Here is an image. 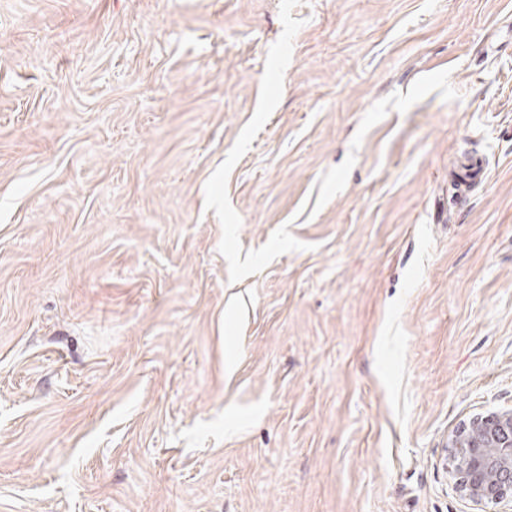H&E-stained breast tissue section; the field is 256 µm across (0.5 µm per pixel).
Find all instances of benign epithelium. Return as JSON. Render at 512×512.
Returning a JSON list of instances; mask_svg holds the SVG:
<instances>
[{
    "mask_svg": "<svg viewBox=\"0 0 512 512\" xmlns=\"http://www.w3.org/2000/svg\"><path fill=\"white\" fill-rule=\"evenodd\" d=\"M458 491L479 512L503 506L512 512V409L476 415L455 431Z\"/></svg>",
    "mask_w": 512,
    "mask_h": 512,
    "instance_id": "1",
    "label": "benign epithelium"
}]
</instances>
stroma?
<instances>
[{
  "mask_svg": "<svg viewBox=\"0 0 512 512\" xmlns=\"http://www.w3.org/2000/svg\"><path fill=\"white\" fill-rule=\"evenodd\" d=\"M510 408L512 0H0V512H476ZM458 491L481 512L512 511V409L476 415L455 431ZM509 506V510H487Z\"/></svg>",
  "mask_w": 512,
  "mask_h": 512,
  "instance_id": "obj_1",
  "label": "stroma"
}]
</instances>
